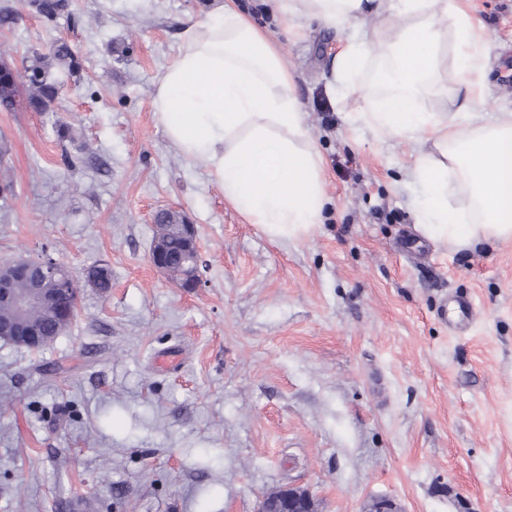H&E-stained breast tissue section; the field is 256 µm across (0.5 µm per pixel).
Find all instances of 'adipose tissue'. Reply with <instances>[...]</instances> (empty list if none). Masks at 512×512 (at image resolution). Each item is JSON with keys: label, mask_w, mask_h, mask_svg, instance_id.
Returning <instances> with one entry per match:
<instances>
[{"label": "adipose tissue", "mask_w": 512, "mask_h": 512, "mask_svg": "<svg viewBox=\"0 0 512 512\" xmlns=\"http://www.w3.org/2000/svg\"><path fill=\"white\" fill-rule=\"evenodd\" d=\"M263 13L346 32L333 87L360 94L352 128L416 148L411 181L423 206L417 230L456 249L512 240V113L477 112L485 68L476 20L457 0H259ZM391 26L381 43L368 17ZM453 45L464 80L449 87L440 70ZM386 61L380 91L362 85L371 54ZM456 111L429 112L430 99ZM154 115L188 158L204 161L230 204L265 236H309L328 202L323 158L293 93L278 45L231 0H215L188 26L175 60L155 82Z\"/></svg>", "instance_id": "1"}]
</instances>
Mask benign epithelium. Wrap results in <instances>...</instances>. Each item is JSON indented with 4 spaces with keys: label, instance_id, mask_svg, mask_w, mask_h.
I'll list each match as a JSON object with an SVG mask.
<instances>
[{
    "label": "benign epithelium",
    "instance_id": "obj_1",
    "mask_svg": "<svg viewBox=\"0 0 512 512\" xmlns=\"http://www.w3.org/2000/svg\"><path fill=\"white\" fill-rule=\"evenodd\" d=\"M1 77L19 88L31 87L36 81L26 67L5 58L0 60ZM176 228L183 239L184 258L173 262L165 249V234L162 233L153 243L151 262L159 271L178 276L184 287L197 288L201 278L194 225L178 224ZM75 283L74 275H61L59 264L52 258H16L0 266V306L20 312L31 307L51 308L59 320L58 331L62 334L72 322L76 307L65 306L61 301L72 295ZM0 340L31 352L40 351L46 344L42 330L26 321L0 322ZM259 512H315L314 500L306 490L282 487L263 497Z\"/></svg>",
    "mask_w": 512,
    "mask_h": 512
}]
</instances>
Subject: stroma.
Wrapping results in <instances>:
<instances>
[{
	"instance_id": "stroma-1",
	"label": "stroma",
	"mask_w": 512,
	"mask_h": 512,
	"mask_svg": "<svg viewBox=\"0 0 512 512\" xmlns=\"http://www.w3.org/2000/svg\"><path fill=\"white\" fill-rule=\"evenodd\" d=\"M211 0H76L46 21L0 0V56L54 38L81 63L47 112L0 111V263L49 255L82 287L66 333L32 354L0 341V512H257L290 485L318 512H512V240L454 250L416 236L412 148L348 126L333 99L345 34L262 13L324 159L308 237L271 241L225 203L153 110L155 77ZM486 42L478 111L512 112V0H463ZM70 129L58 138L56 129ZM73 168H66L64 158ZM196 229L188 292L150 252L154 214ZM472 297L455 331L438 311Z\"/></svg>"
}]
</instances>
